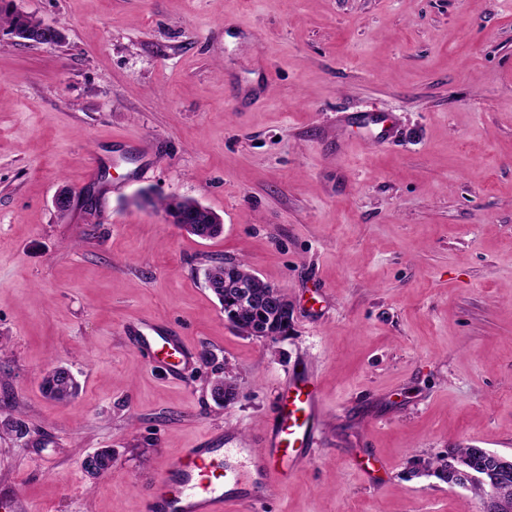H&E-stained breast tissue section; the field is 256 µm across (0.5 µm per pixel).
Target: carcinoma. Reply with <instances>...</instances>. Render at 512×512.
<instances>
[{
  "label": "carcinoma",
  "mask_w": 512,
  "mask_h": 512,
  "mask_svg": "<svg viewBox=\"0 0 512 512\" xmlns=\"http://www.w3.org/2000/svg\"><path fill=\"white\" fill-rule=\"evenodd\" d=\"M34 22L35 18L30 15H25L16 10L0 8V24L7 25L17 35L33 27ZM161 207L172 217L173 223L180 226L200 224L209 214L207 208L192 199L163 202ZM205 279L210 284V289L218 298L229 323L234 328L243 331L249 326H267L281 333L290 328L291 321L281 313L278 314L266 307L246 308L235 303L236 284L240 281L254 279V274H252V270L246 261L219 262L212 265L206 270ZM41 389L46 395L57 401H66L76 393L77 386L73 384L68 369L57 367L50 370L47 376L43 378ZM449 455L450 458L448 459L443 457L426 462L424 469L442 480L448 468V460L451 459L466 464L477 460L475 449L469 447L451 448L449 449Z\"/></svg>",
  "instance_id": "carcinoma-1"
}]
</instances>
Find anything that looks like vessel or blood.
Wrapping results in <instances>:
<instances>
[{
	"instance_id": "vessel-or-blood-1",
	"label": "vessel or blood",
	"mask_w": 512,
	"mask_h": 512,
	"mask_svg": "<svg viewBox=\"0 0 512 512\" xmlns=\"http://www.w3.org/2000/svg\"><path fill=\"white\" fill-rule=\"evenodd\" d=\"M352 120L374 127V143L384 144L392 137L386 116L360 112ZM129 333L134 346L150 353L169 375L179 376L193 361L181 337L169 335L153 320L138 321ZM320 411L321 393L313 377L294 375L278 398L274 420L253 467L227 466L223 434L210 435L203 446L184 449L164 469L154 489L145 493V512H224L231 502L239 512H265V489L286 482L317 445Z\"/></svg>"
}]
</instances>
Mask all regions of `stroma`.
Returning a JSON list of instances; mask_svg holds the SVG:
<instances>
[{"instance_id":"obj_1","label":"stroma","mask_w":512,"mask_h":512,"mask_svg":"<svg viewBox=\"0 0 512 512\" xmlns=\"http://www.w3.org/2000/svg\"><path fill=\"white\" fill-rule=\"evenodd\" d=\"M13 3L63 40L0 25V421L26 426L0 431V503L145 512L209 434L248 465L306 371L319 442L266 512H479L421 463L512 453V0ZM174 198L222 233L173 224ZM241 259L292 302L287 336L225 320L204 272ZM144 318L191 347L181 379L133 346ZM348 120L363 127L376 126L378 131L373 134L374 143L384 144L389 142L392 137V127L387 123V117L384 114L375 115L370 112H359L348 117ZM73 383L69 370L57 367L50 370L43 378L41 389L46 395L57 401H67L77 391V383L75 385Z\"/></svg>"}]
</instances>
